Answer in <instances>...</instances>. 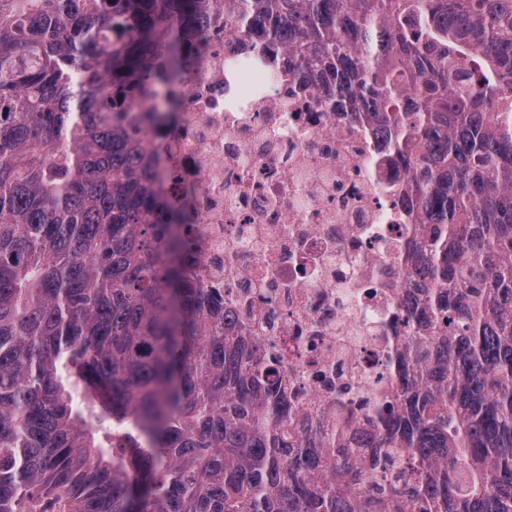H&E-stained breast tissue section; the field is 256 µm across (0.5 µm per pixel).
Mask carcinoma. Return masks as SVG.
<instances>
[{
    "label": "carcinoma",
    "instance_id": "1",
    "mask_svg": "<svg viewBox=\"0 0 512 512\" xmlns=\"http://www.w3.org/2000/svg\"><path fill=\"white\" fill-rule=\"evenodd\" d=\"M216 7L330 74L429 213L370 460L342 412L292 432L112 103ZM0 512H512V0H0Z\"/></svg>",
    "mask_w": 512,
    "mask_h": 512
}]
</instances>
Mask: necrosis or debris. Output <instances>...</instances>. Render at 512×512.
Listing matches in <instances>:
<instances>
[{
	"label": "necrosis or debris",
	"mask_w": 512,
	"mask_h": 512,
	"mask_svg": "<svg viewBox=\"0 0 512 512\" xmlns=\"http://www.w3.org/2000/svg\"><path fill=\"white\" fill-rule=\"evenodd\" d=\"M170 92L172 125L136 111L138 89L112 96L186 207V264L221 290L239 335L275 345L295 432L342 410L363 432L400 380L417 308L402 274L421 206L403 165L259 23L210 24Z\"/></svg>",
	"instance_id": "obj_1"
}]
</instances>
